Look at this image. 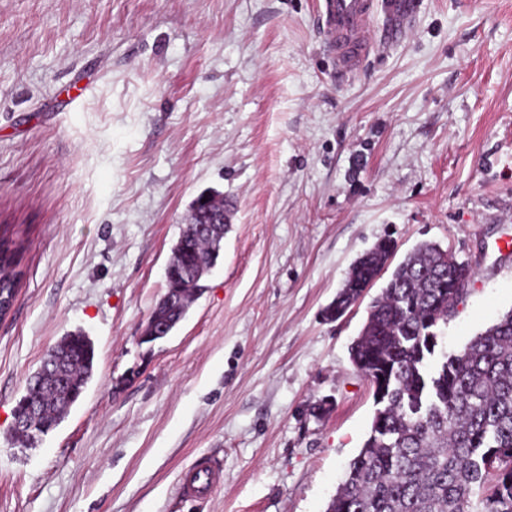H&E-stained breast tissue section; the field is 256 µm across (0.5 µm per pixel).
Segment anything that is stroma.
I'll return each instance as SVG.
<instances>
[{
    "label": "stroma",
    "instance_id": "1",
    "mask_svg": "<svg viewBox=\"0 0 512 512\" xmlns=\"http://www.w3.org/2000/svg\"><path fill=\"white\" fill-rule=\"evenodd\" d=\"M316 0H0V512H325L377 409L350 346L378 278L435 242L474 276L439 347L512 310V0H417L412 29L337 73ZM235 218L175 331L140 336L204 190ZM84 331L91 381L37 447L13 410ZM203 462V503L177 490ZM393 252V242L390 239H385L379 241L357 261L346 278L343 287L338 292L333 305L328 309L331 317L342 316L359 299L382 268L385 267Z\"/></svg>",
    "mask_w": 512,
    "mask_h": 512
}]
</instances>
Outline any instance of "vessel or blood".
<instances>
[{
	"label": "vessel or blood",
	"mask_w": 512,
	"mask_h": 512,
	"mask_svg": "<svg viewBox=\"0 0 512 512\" xmlns=\"http://www.w3.org/2000/svg\"><path fill=\"white\" fill-rule=\"evenodd\" d=\"M410 0H318V13L324 44L339 72H356L368 55L399 42L409 29ZM383 15L388 24L383 30L371 27L375 15ZM220 481L212 469L189 471L181 484L183 493L204 497Z\"/></svg>",
	"instance_id": "vessel-or-blood-1"
}]
</instances>
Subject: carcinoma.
Here are the masks:
<instances>
[{
    "label": "carcinoma",
    "instance_id": "obj_1",
    "mask_svg": "<svg viewBox=\"0 0 512 512\" xmlns=\"http://www.w3.org/2000/svg\"><path fill=\"white\" fill-rule=\"evenodd\" d=\"M223 241L222 224L204 235L183 228L169 263L191 286L154 307L151 316L163 334L185 317ZM393 252L385 239L363 255L329 315L342 316ZM471 277L470 267L448 251L422 243L370 303L350 356L372 385L377 409L325 512H512V311L462 352L432 364L436 329ZM94 357L84 333L61 337L27 379L21 401L33 407L31 427L12 431L14 444L33 447L67 417L92 377Z\"/></svg>",
    "mask_w": 512,
    "mask_h": 512
}]
</instances>
